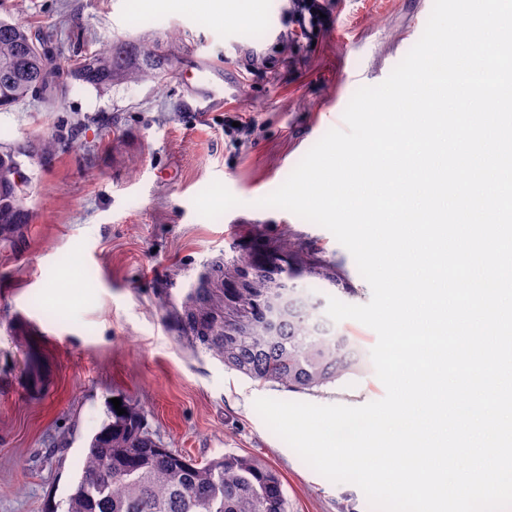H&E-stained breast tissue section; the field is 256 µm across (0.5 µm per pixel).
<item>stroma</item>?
I'll return each mask as SVG.
<instances>
[{
  "mask_svg": "<svg viewBox=\"0 0 512 512\" xmlns=\"http://www.w3.org/2000/svg\"><path fill=\"white\" fill-rule=\"evenodd\" d=\"M299 38L292 0H0V17L53 29L56 61L127 36L177 31L183 61L207 58L234 92L196 110L183 74L99 93L68 84L55 103L0 112V150L46 134L24 160L30 224L0 242V512H44L82 473L112 399L139 404L166 448L207 461L256 456L283 481L288 512H371L263 422L261 397L361 406L374 368L314 393L260 384L179 340L166 316L214 258L295 238L322 250L362 305L372 291L333 234L260 206L330 129L354 92L383 82L420 39L433 0H325Z\"/></svg>",
  "mask_w": 512,
  "mask_h": 512,
  "instance_id": "stroma-1",
  "label": "stroma"
}]
</instances>
